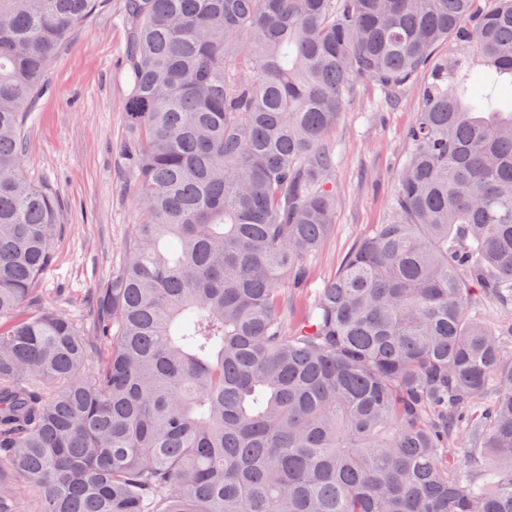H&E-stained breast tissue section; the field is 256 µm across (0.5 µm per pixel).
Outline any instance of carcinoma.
Returning <instances> with one entry per match:
<instances>
[{
	"label": "carcinoma",
	"mask_w": 512,
	"mask_h": 512,
	"mask_svg": "<svg viewBox=\"0 0 512 512\" xmlns=\"http://www.w3.org/2000/svg\"><path fill=\"white\" fill-rule=\"evenodd\" d=\"M106 6L0 0V512H512V322L471 315L512 303V0H125L140 218L87 328L20 164ZM364 80L421 98L392 216L303 303Z\"/></svg>",
	"instance_id": "obj_1"
}]
</instances>
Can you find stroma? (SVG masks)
<instances>
[{"label":"stroma","mask_w":512,"mask_h":512,"mask_svg":"<svg viewBox=\"0 0 512 512\" xmlns=\"http://www.w3.org/2000/svg\"><path fill=\"white\" fill-rule=\"evenodd\" d=\"M124 3L110 0L80 28L53 65L50 91L25 127L21 171L33 183L52 186L61 226L56 258L41 276L44 300L85 323L93 319L91 288L121 265L138 219L136 187L122 159L135 140L125 112ZM418 105L411 90L389 106L374 82L363 81L330 132L336 222L306 260L309 294L336 275L371 226L388 222Z\"/></svg>","instance_id":"35a3bbf8"}]
</instances>
